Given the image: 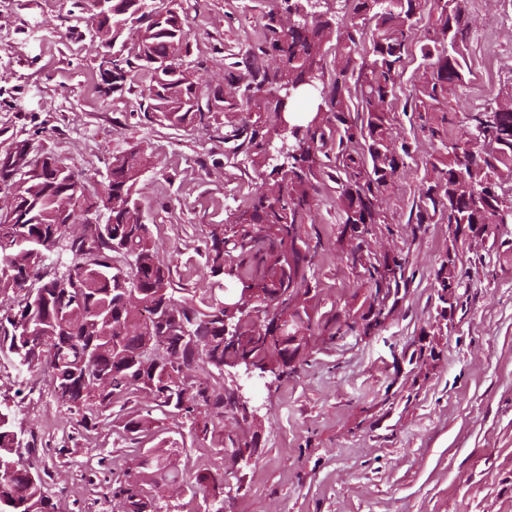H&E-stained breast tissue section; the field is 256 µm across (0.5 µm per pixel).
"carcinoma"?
<instances>
[{
    "label": "carcinoma",
    "instance_id": "obj_1",
    "mask_svg": "<svg viewBox=\"0 0 512 512\" xmlns=\"http://www.w3.org/2000/svg\"><path fill=\"white\" fill-rule=\"evenodd\" d=\"M257 52L241 63L225 64L226 92L210 93L193 83L181 69L191 54L187 19L176 0H113L112 43L130 26L138 30L133 47L112 53V84L125 80L134 62L151 73L144 90L146 111L172 128L207 129L224 112L239 105L255 116L233 130L234 150L253 166L268 165L265 145L278 137L281 102L271 89L317 82L320 101L296 117L301 152L274 168L273 182L265 180L251 193L239 217L240 228L228 235L211 232L205 265L211 274L236 280L244 288L270 287L266 306L286 309L301 291H310L312 266L309 247L297 236V226L309 220L319 185L327 177L339 189V220L344 230L360 239L376 224L385 223L382 195L395 181L410 145L392 144L390 114L398 100L404 63L418 16L428 0H342L350 23L341 26L325 4L309 0H268ZM431 24L421 44L423 69L403 105L421 130L433 139L447 138L446 114L467 84L465 57L469 40L467 0H433ZM370 48L361 55L366 34ZM335 40L336 79L325 87L323 65L330 40ZM357 75L355 81L349 77ZM501 113L488 123L483 111L465 117L463 132L448 142V156L432 163L437 177L422 185L415 204L419 224L440 216L468 228L482 224H512V207L500 202L503 183L512 178V90L491 108ZM333 114L336 123L325 117ZM336 146L330 166L328 146ZM41 175L25 177L0 167V188L15 191L27 207L22 224L0 223V357L19 358L22 366L44 379L57 405L81 416L83 426L103 422L112 405L136 390L146 393L145 412H131L122 431L132 441L153 435L152 413H178L193 420L195 437L211 439L225 448H254L222 430L213 418L238 415L224 392L223 371L198 363L186 350L181 359H165L144 348L146 338L162 336L159 329L121 342L115 324L137 321L166 301L195 336L202 353L219 358L247 357L256 363H275L286 375L288 347L253 321L240 325L242 340L224 347V297L216 293L200 301L177 294L172 270L161 259L147 224L131 222L141 209L137 159L122 150L112 154V180L103 193L112 194V221L93 237H62L57 223L63 205L73 208L84 196L82 177L60 159ZM352 262L368 273L374 298L387 297L400 287L404 265L396 258L378 259L361 252ZM460 279L436 277L441 311L457 301ZM21 402L0 397V512H56L46 472L31 459V442L18 427ZM135 473L117 482L112 498L118 512H161L151 496L140 493L141 483L157 474L171 484L182 476L166 462L173 449L160 441L131 450ZM203 498L213 499L212 512H224L222 475L197 480Z\"/></svg>",
    "mask_w": 512,
    "mask_h": 512
}]
</instances>
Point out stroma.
Instances as JSON below:
<instances>
[{
	"label": "stroma",
	"mask_w": 512,
	"mask_h": 512,
	"mask_svg": "<svg viewBox=\"0 0 512 512\" xmlns=\"http://www.w3.org/2000/svg\"><path fill=\"white\" fill-rule=\"evenodd\" d=\"M203 88L224 86V53L249 56L266 0H181ZM470 68L460 106L489 107L512 86V0H468ZM89 13L73 0H0V156L28 141L101 189L115 150L137 144L150 165L138 188L153 239L187 294L209 296L215 279L205 247L231 227L268 169L224 154L231 125L169 129L140 111L149 73L134 69L109 91L99 72L107 46L91 40ZM396 141L411 155L382 199L385 221L372 253L402 258L405 287L381 326L364 334L370 284L351 262L355 242L338 221L337 185L324 180L298 235L318 252L311 290L298 304L311 317L303 364L250 389L260 407L249 431L260 451L233 461L189 421L158 416L159 435L178 448L186 484L156 490L166 512H204L198 476L224 474V512H512V224L456 237L440 218L417 223L410 210L433 179L439 141L397 114ZM456 251L462 282L441 312L435 277ZM357 329L328 342V320ZM28 396L18 424L34 435L58 512H112L103 498L113 472L132 466L114 424L85 429L54 404L45 381L0 367V396Z\"/></svg>",
	"instance_id": "1"
}]
</instances>
